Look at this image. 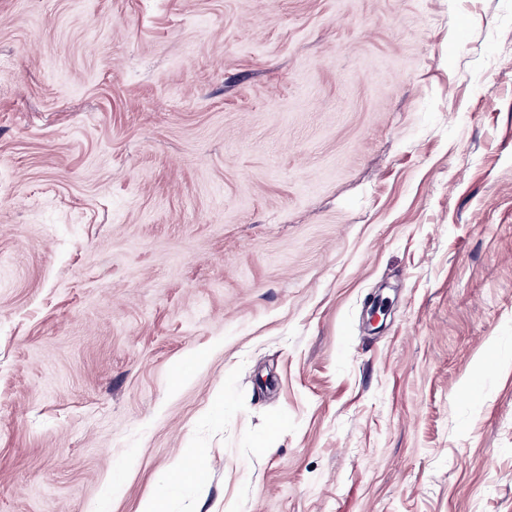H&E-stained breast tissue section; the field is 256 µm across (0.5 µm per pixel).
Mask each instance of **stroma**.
I'll use <instances>...</instances> for the list:
<instances>
[{
	"label": "stroma",
	"instance_id": "obj_1",
	"mask_svg": "<svg viewBox=\"0 0 512 512\" xmlns=\"http://www.w3.org/2000/svg\"><path fill=\"white\" fill-rule=\"evenodd\" d=\"M155 496L512 512V0H0V512ZM201 448H187L181 460L174 465L170 472V481L180 483L199 479L201 476L200 463L202 461ZM180 478V479H179Z\"/></svg>",
	"mask_w": 512,
	"mask_h": 512
}]
</instances>
